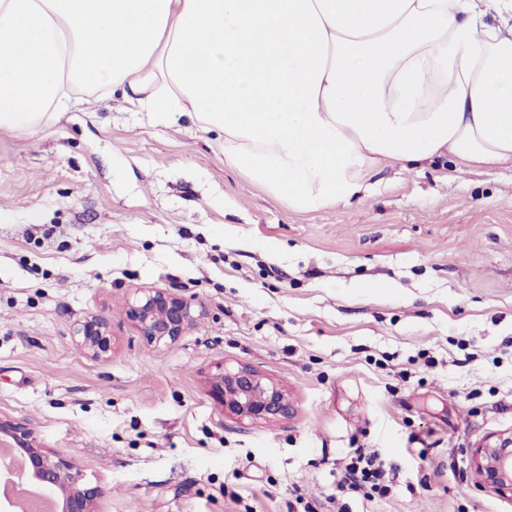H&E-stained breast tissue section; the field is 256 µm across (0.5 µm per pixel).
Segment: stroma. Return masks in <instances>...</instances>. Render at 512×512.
Returning <instances> with one entry per match:
<instances>
[{
    "instance_id": "obj_1",
    "label": "stroma",
    "mask_w": 512,
    "mask_h": 512,
    "mask_svg": "<svg viewBox=\"0 0 512 512\" xmlns=\"http://www.w3.org/2000/svg\"><path fill=\"white\" fill-rule=\"evenodd\" d=\"M373 194L298 213L184 116L97 93L32 134L0 129V414L74 459L105 512H512L471 451L512 432V171L384 168ZM143 288L208 316L172 346L127 322ZM112 328L110 359L74 322ZM288 389L242 423L217 365ZM387 492L339 490L353 449ZM76 344L94 359L107 360L112 355V330L108 321L88 316L74 329Z\"/></svg>"
}]
</instances>
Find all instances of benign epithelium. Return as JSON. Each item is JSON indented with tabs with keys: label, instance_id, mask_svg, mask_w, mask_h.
<instances>
[{
	"label": "benign epithelium",
	"instance_id": "7a95c632",
	"mask_svg": "<svg viewBox=\"0 0 512 512\" xmlns=\"http://www.w3.org/2000/svg\"><path fill=\"white\" fill-rule=\"evenodd\" d=\"M124 314L147 345L158 347L180 340L204 319L206 310L194 297L147 288L126 303ZM74 339L94 359L112 355V330L103 318L88 316L78 322ZM208 386L224 414L240 420L276 422L295 412L288 389L250 366L219 365ZM0 446L10 448L22 462L6 466L7 483L37 489L53 502V512H102L104 489L84 483L78 464L43 447L26 423L0 415ZM472 470L478 486L512 494V434L490 437L473 449Z\"/></svg>",
	"mask_w": 512,
	"mask_h": 512
}]
</instances>
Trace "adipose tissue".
Segmentation results:
<instances>
[{
  "label": "adipose tissue",
  "mask_w": 512,
  "mask_h": 512,
  "mask_svg": "<svg viewBox=\"0 0 512 512\" xmlns=\"http://www.w3.org/2000/svg\"><path fill=\"white\" fill-rule=\"evenodd\" d=\"M475 0H0V129L117 94L217 134L289 209L441 157L512 170V27Z\"/></svg>",
  "instance_id": "adipose-tissue-1"
}]
</instances>
